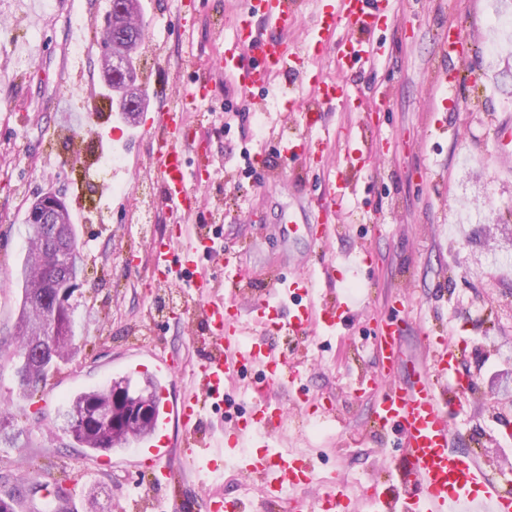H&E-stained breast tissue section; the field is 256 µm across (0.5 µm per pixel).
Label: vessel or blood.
Here are the masks:
<instances>
[{"mask_svg":"<svg viewBox=\"0 0 512 512\" xmlns=\"http://www.w3.org/2000/svg\"><path fill=\"white\" fill-rule=\"evenodd\" d=\"M300 5L301 0H242L231 22V36L214 65L183 91L178 107L162 109L145 128L149 148L138 163L155 182L170 221L167 233L148 244L153 256L148 278L189 290L205 327V353L194 372L197 390L174 400L163 399L151 437L137 449L134 464L151 475L154 485L167 486L185 470L214 475L219 460H242L245 471L273 490L264 501V512H301L300 501L286 498L285 492L315 478L314 466L305 457L269 448L256 455L246 450L253 436L282 434L289 409H302L309 401L300 385L301 360L288 358L279 350L277 339L305 338L319 326L335 327L350 307L338 299L314 305L317 284L335 281L328 264L317 272L272 275L246 314L220 295L216 278L201 265L203 259L218 254L219 242L209 225L196 221L206 205L201 190L209 184L211 173L208 166L190 163L183 129L188 113L207 99L217 75L229 79L247 98L286 77L284 104L301 112H325L336 99L350 98V86L342 74L355 67H374L383 57V45L372 34L380 22H391L392 0H336L335 7L320 14L319 31L346 28L338 42L341 62L336 77L311 68L309 47L289 40L288 29ZM467 44L461 30L449 28L440 40L441 55L467 63ZM279 152L292 162L309 166L319 162L301 136L280 141ZM349 190L348 176L337 175L327 201L317 207L315 223L305 226L315 244L324 245L332 238L334 218L347 203ZM247 314L262 326L261 338L245 336ZM373 336L377 369L358 379L357 390L372 396L373 431L394 435L404 469L396 478L392 499H384L376 489L367 496V503H383V512H512V492L489 476L487 462L469 449V436L452 424L454 406L475 388L474 380L459 371L458 348L448 337L427 335L423 341L429 356L411 360L403 343L402 321L389 315L376 319ZM250 368L259 369L261 376L250 385L258 400L249 415L220 437L204 435L201 416L208 401L223 397L225 385ZM275 385L286 391L287 401L264 398V391ZM172 425L179 428L180 440L170 437ZM201 508L203 512H246L238 499L220 495L202 498Z\"/></svg>","mask_w":512,"mask_h":512,"instance_id":"b4317fda","label":"vessel or blood"}]
</instances>
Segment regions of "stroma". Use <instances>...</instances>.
I'll return each mask as SVG.
<instances>
[{
  "label": "stroma",
  "instance_id": "stroma-1",
  "mask_svg": "<svg viewBox=\"0 0 512 512\" xmlns=\"http://www.w3.org/2000/svg\"><path fill=\"white\" fill-rule=\"evenodd\" d=\"M188 20L195 47L187 56L178 23H171L162 56L148 44L136 52L145 107L129 118L119 94L100 69L101 28L87 31L80 63L93 96L96 122L84 102L64 97L57 73L71 60V24L45 0H0V277L25 254L28 203L46 192L65 198L72 229L84 246L85 274L71 300L80 353L50 371L35 400L18 394L12 366L0 367V413L21 435L16 448L0 447V489L31 484L66 488L80 507L96 494L100 512H188L199 473L187 471L167 489L150 487L147 473L131 465V448L86 456L63 432L69 398L120 378L126 365L154 345L185 363L171 380L172 394L193 390L188 369L200 355L203 327L186 289L145 280L150 264L135 221L149 210L153 235L169 220L157 197L143 198V176L132 166L148 117L169 105L173 82H192L207 60L224 50V26L238 0H195ZM396 21L377 31L382 63L347 74L362 108L336 106L320 126L365 140L373 164L352 174L348 212L338 213L335 236L322 247L305 231L288 230L300 203L327 197L331 176L342 169L341 147L319 141L297 113L281 104L278 88L245 102L233 83L217 78L211 99L191 113L186 135L191 162L211 164L202 221L222 227L223 257L233 258L254 280L273 269L334 264L335 287L346 293L352 315L334 331H317L292 351L308 355L303 383L309 395L333 403L340 416L321 435L301 420L272 444L303 454L319 477L303 488L306 512H322L328 479L343 484L351 512H370V480L396 474L400 452L393 436L370 432L368 395L355 392L359 376L374 372L371 336L376 318L394 299L408 306L405 337L410 354H423L420 330L449 336L460 351L461 373L473 376L474 394L463 397L454 422L475 433L480 450L503 480H512V439L501 426L512 419V399L495 390L491 374L512 377V257L489 249L486 229L512 212V180L502 179L498 130L512 113V37L495 25L512 0H393ZM411 21L413 37L399 24ZM462 28L475 42L473 64L459 71L457 96L438 101L429 83L440 66L443 25ZM71 120L81 140L74 150L57 141V125ZM305 136L322 161L294 174L278 153L280 135ZM118 157L116 170L103 159ZM370 252L371 264L361 262Z\"/></svg>",
  "mask_w": 512,
  "mask_h": 512
}]
</instances>
